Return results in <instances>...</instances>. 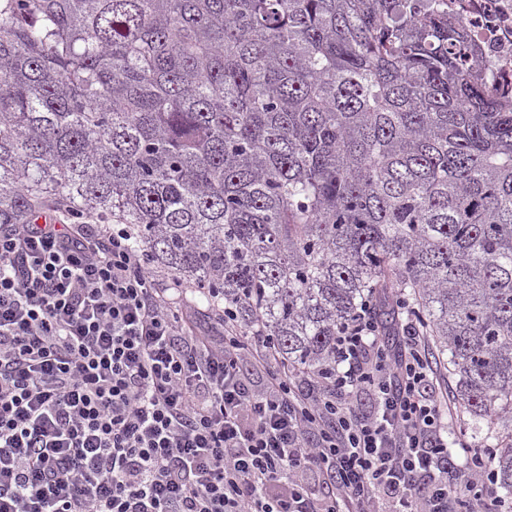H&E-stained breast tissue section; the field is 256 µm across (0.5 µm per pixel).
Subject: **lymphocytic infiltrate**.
<instances>
[{
  "mask_svg": "<svg viewBox=\"0 0 512 512\" xmlns=\"http://www.w3.org/2000/svg\"><path fill=\"white\" fill-rule=\"evenodd\" d=\"M127 228L0 225V512H467L485 452L455 463L425 343L379 356L367 312L318 388L243 374L189 325ZM373 390L371 414L355 390ZM321 478L311 493L304 472Z\"/></svg>",
  "mask_w": 512,
  "mask_h": 512,
  "instance_id": "1",
  "label": "lymphocytic infiltrate"
}]
</instances>
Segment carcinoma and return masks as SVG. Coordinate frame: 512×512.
Segmentation results:
<instances>
[{"label": "carcinoma", "mask_w": 512, "mask_h": 512, "mask_svg": "<svg viewBox=\"0 0 512 512\" xmlns=\"http://www.w3.org/2000/svg\"><path fill=\"white\" fill-rule=\"evenodd\" d=\"M478 55L434 0H0V224L129 225L297 377L363 307L389 349L415 322L512 496V98Z\"/></svg>", "instance_id": "cac0c4a2"}]
</instances>
